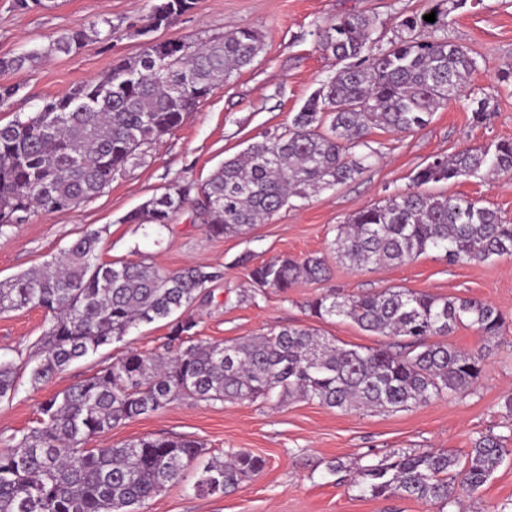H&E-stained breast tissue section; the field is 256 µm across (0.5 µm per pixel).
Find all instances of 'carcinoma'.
I'll list each match as a JSON object with an SVG mask.
<instances>
[{
  "label": "carcinoma",
  "instance_id": "1",
  "mask_svg": "<svg viewBox=\"0 0 512 512\" xmlns=\"http://www.w3.org/2000/svg\"><path fill=\"white\" fill-rule=\"evenodd\" d=\"M463 3L439 0L433 23L419 14L402 18V35L385 48L374 38L377 18L349 13L330 20L319 32L320 46L341 67L308 97L288 130L251 143L200 186L173 183L125 221L166 227L189 206L193 220L219 238L269 220L293 198L355 180L377 155L367 141L370 128L410 133L425 126L476 69L468 48L447 35L445 19ZM193 4L159 0L149 16L125 22L126 32L145 38L139 54L0 125V235L35 214L94 199L142 146L179 128L202 99L255 60L262 41L246 27L206 43L151 36ZM116 30L107 18L66 30L46 44L0 57V72L18 74L59 53L106 45ZM511 173L512 140L436 156L416 168L408 189L337 225L331 249L356 271L404 264L428 251L450 264L512 256V223L496 210L425 190L452 179ZM99 238L100 231L87 230L41 267L0 282V313L39 307L52 316L37 342L41 359L30 370L31 382L97 353L139 323L168 320L167 351L125 353L44 401L37 425L20 440L1 437L0 512H140L192 466L196 494H226L261 472L266 460L248 451L227 460L209 456L190 439L144 437L95 449L85 442L186 398L283 403L300 396L342 411H399L465 394L483 371V356L432 338L461 325L492 338L506 324L487 302L385 288L347 297L329 292L306 308L317 319L343 316L371 334L401 338L392 348H349L313 329L292 327L231 344L196 340V322L179 311L223 273L201 265L165 273L146 257L100 262ZM325 272V257L317 255L259 263L249 269L253 289L240 301L252 303L268 288L283 292ZM17 370L0 360V399L15 394ZM511 454L505 438L493 434L461 457L397 450L361 471V491L446 505L460 488L478 491Z\"/></svg>",
  "mask_w": 512,
  "mask_h": 512
}]
</instances>
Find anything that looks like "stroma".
Here are the masks:
<instances>
[{
    "instance_id": "obj_1",
    "label": "stroma",
    "mask_w": 512,
    "mask_h": 512,
    "mask_svg": "<svg viewBox=\"0 0 512 512\" xmlns=\"http://www.w3.org/2000/svg\"><path fill=\"white\" fill-rule=\"evenodd\" d=\"M156 0H59L57 7L22 10L15 0H0V56L45 44L63 31L106 17L120 25L148 16ZM431 0H194L191 10L157 31L162 40L210 41L236 27L256 30L263 49L248 67L200 101L183 124L156 144L143 147L125 172L93 200L51 215L38 214L0 236V281L31 270L57 256L83 231L102 229L98 258L103 262L148 257L159 269L174 272L188 265L223 271L211 299L193 304L195 336L231 342L284 327L313 328L337 344L376 348L382 336L368 334L352 321L320 320L305 302L336 291L358 295L399 286L439 296L473 298L497 306L508 322L499 336L485 339L471 327L447 337L451 347L482 351L484 370L468 394L435 398L396 412H342L302 398L285 403L214 402L181 399L157 413L127 421L91 438L89 447L119 446L145 436L180 437L204 443L224 455L247 450L262 456L263 471L222 496L196 495L195 469L182 482L148 501L142 512H512V457L477 492H460L447 506L411 498H371L356 484L362 468L397 449L444 450L464 455L487 434L507 437L512 448V257L485 263L448 264L427 252L415 261L369 271L337 262L330 248L337 224L397 190L409 187L419 165L468 147H490L512 140V87L498 75L512 71V0H466L448 16V37L468 47L477 60L460 97L439 109L411 134L371 129L370 145L379 152L356 180L311 194L282 208L246 233L211 237L192 221L190 210L176 214L169 228L126 223L128 213L175 181L203 184L225 159L241 153L264 134L284 132L308 96L332 76L338 63L319 46V30L336 16L363 12L379 20L377 34L389 42L401 33L402 18L425 11ZM141 38L118 30L108 46L92 44L70 55L52 57L21 74L0 73V84H20L0 124L34 112L42 100L74 85L103 76L114 59L138 54ZM488 100L485 122L473 119L477 100ZM439 191L499 211L512 222V174L496 181L480 177L451 180ZM325 256L329 274L302 281L288 291L274 289L255 302L240 301L253 263L279 257ZM51 316L28 307L0 315V358L27 361L32 343L48 329ZM169 327L158 320L132 328L122 340L103 346L46 380L31 384L21 372L14 397L0 400V436L35 426L43 401L90 377L129 350L158 351ZM342 461L343 472L329 470Z\"/></svg>"
}]
</instances>
